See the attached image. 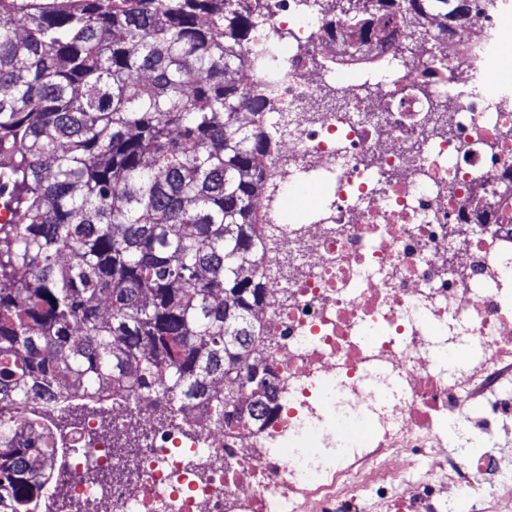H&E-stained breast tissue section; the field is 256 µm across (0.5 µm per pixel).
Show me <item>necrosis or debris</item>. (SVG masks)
<instances>
[{"mask_svg":"<svg viewBox=\"0 0 512 512\" xmlns=\"http://www.w3.org/2000/svg\"><path fill=\"white\" fill-rule=\"evenodd\" d=\"M239 3L261 11L245 54L288 33L247 85L278 82L257 201L269 341L255 352L276 408L260 426L195 410L162 427L151 400L113 390V427L147 446L135 458L96 436L95 418L63 455L32 424L39 464L81 476L47 484L39 512H455L476 499L512 512V84L498 16L470 11L425 61L396 55L394 38L417 29L401 9L354 51L329 25L334 0ZM347 70L361 83L343 84ZM309 175L332 201L316 223L280 222L277 201ZM359 420L366 440L340 436ZM424 448L442 485L410 476Z\"/></svg>","mask_w":512,"mask_h":512,"instance_id":"necrosis-or-debris-1","label":"necrosis or debris"}]
</instances>
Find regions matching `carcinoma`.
I'll list each match as a JSON object with an SVG mask.
<instances>
[{
	"label": "carcinoma",
	"instance_id": "1",
	"mask_svg": "<svg viewBox=\"0 0 512 512\" xmlns=\"http://www.w3.org/2000/svg\"><path fill=\"white\" fill-rule=\"evenodd\" d=\"M363 39L394 5L448 20L479 0H335ZM254 18L233 0H0V402L63 422L117 387L163 417L273 411L264 339L259 156L272 132L244 93ZM237 381L228 396L215 381ZM0 420V505L37 512L29 460ZM113 447L139 454L130 433Z\"/></svg>",
	"mask_w": 512,
	"mask_h": 512
}]
</instances>
